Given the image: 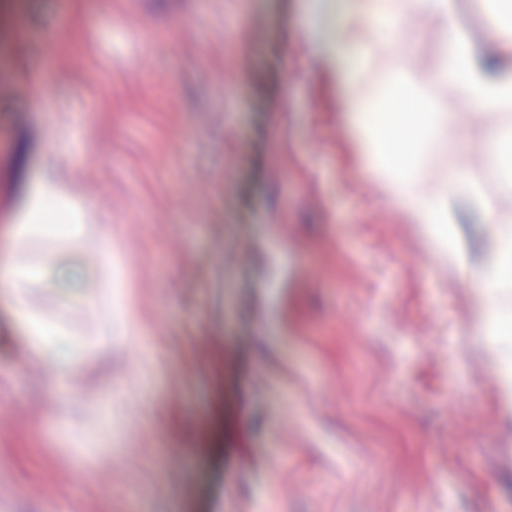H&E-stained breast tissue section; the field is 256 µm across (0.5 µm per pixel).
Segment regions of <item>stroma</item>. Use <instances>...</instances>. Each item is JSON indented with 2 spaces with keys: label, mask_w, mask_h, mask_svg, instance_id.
I'll list each match as a JSON object with an SVG mask.
<instances>
[{
  "label": "stroma",
  "mask_w": 512,
  "mask_h": 512,
  "mask_svg": "<svg viewBox=\"0 0 512 512\" xmlns=\"http://www.w3.org/2000/svg\"><path fill=\"white\" fill-rule=\"evenodd\" d=\"M16 19L0 242L53 167L111 225L112 265L12 246L99 284L27 288L78 343L56 393L0 299V512H512L500 354L474 313L497 227L461 225L468 266L427 267L336 119L311 0H18ZM403 36L429 88L438 31L414 14ZM441 100L456 120L428 173L463 164L512 196L480 148L498 114Z\"/></svg>",
  "instance_id": "35a3bbf8"
}]
</instances>
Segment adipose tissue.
Returning a JSON list of instances; mask_svg holds the SVG:
<instances>
[{"label":"adipose tissue","instance_id":"1","mask_svg":"<svg viewBox=\"0 0 512 512\" xmlns=\"http://www.w3.org/2000/svg\"><path fill=\"white\" fill-rule=\"evenodd\" d=\"M492 2L498 20L488 47L466 31L459 0H345L330 36H323L314 24L307 34L315 56L336 83L340 118L359 149L366 172L407 222L419 227L428 253L451 265L465 262L458 235L465 213H476L483 223L498 225L476 292L477 315L498 339L504 317L489 291L512 283V200L487 193L462 167L449 169L438 181L428 180L424 157L447 129L451 115L435 101L419 98L413 78L401 62L414 47L397 39L408 11L435 20L440 42L434 83L475 113L511 109L512 0ZM399 99L413 102L417 108L413 136L407 141L390 138L387 133L401 120L391 109ZM61 189L57 175L42 174L31 189L24 220L10 229L11 240L45 231L40 215L57 202ZM50 277L74 285L81 274L50 257L25 265L14 261L9 250L0 251V284L8 288L7 302L22 320L31 350L44 356L53 355L65 341L49 324L30 314L24 290L30 283Z\"/></svg>","mask_w":512,"mask_h":512}]
</instances>
